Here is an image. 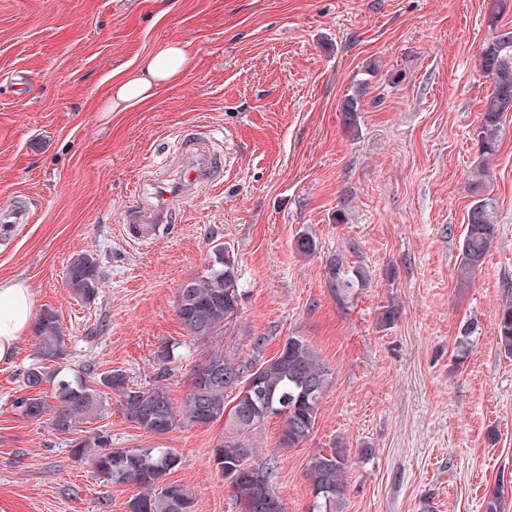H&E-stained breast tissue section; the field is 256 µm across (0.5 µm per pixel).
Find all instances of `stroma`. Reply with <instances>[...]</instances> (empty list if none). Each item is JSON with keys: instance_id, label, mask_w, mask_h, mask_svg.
Listing matches in <instances>:
<instances>
[{"instance_id": "stroma-1", "label": "stroma", "mask_w": 512, "mask_h": 512, "mask_svg": "<svg viewBox=\"0 0 512 512\" xmlns=\"http://www.w3.org/2000/svg\"><path fill=\"white\" fill-rule=\"evenodd\" d=\"M511 26L512 0H0V206L24 195L35 213L0 242V280H26L37 309L57 312L65 372L91 365L151 386L155 352L179 344L165 380L177 406L207 348L265 361L306 338L332 369L312 433L279 448L273 419L254 436L286 512H308V461L337 438L350 451L343 512H485L497 486L512 512V356L496 325L512 301V112L488 162L498 235L471 287L455 276L492 90L479 53ZM172 41L190 70L149 104L108 111L113 77ZM19 69L33 76L24 98L9 88ZM193 137L223 155L222 181L151 249L133 246L127 206L147 200L150 180L177 176ZM303 229L319 242L314 257L293 248ZM219 243L243 299L205 343L181 325L176 299ZM338 250L367 275L349 295L325 279ZM79 254L102 279L89 303L65 285ZM392 307L395 322L381 325ZM36 356L29 334L0 364V512H127L138 487L72 455L97 432L116 448L175 449L171 478L199 512H239L213 462L223 422L154 436L108 394L101 416L57 434L15 407Z\"/></svg>"}]
</instances>
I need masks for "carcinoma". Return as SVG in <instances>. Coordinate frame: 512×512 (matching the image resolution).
I'll return each instance as SVG.
<instances>
[{"label":"carcinoma","mask_w":512,"mask_h":512,"mask_svg":"<svg viewBox=\"0 0 512 512\" xmlns=\"http://www.w3.org/2000/svg\"><path fill=\"white\" fill-rule=\"evenodd\" d=\"M478 67L491 81L477 133L480 157L497 153L502 136L503 116L512 112V28L500 29L479 53ZM485 164L471 182L475 197L467 213L459 263L455 270L459 287H471L485 261L499 224L496 202L487 186ZM294 250L304 256L318 251L316 237L304 230L293 240ZM216 262L204 272L181 284L176 312L183 328L200 340H209L226 331L240 314L242 292L238 270L224 248L215 246ZM326 280L333 291L345 294L363 287V271L347 269L344 255L332 254L325 265ZM101 277L96 260L88 254L73 258L67 269L66 287L89 302L99 291ZM37 340L36 363L23 373L28 394L16 400V408L28 420L50 421L53 430L66 435L78 424L101 414L103 390L119 396L126 419L146 432L163 436L187 424L207 427L225 421L224 441L213 450L216 468L230 484L240 512H251L258 503L274 506L272 512H284L273 485L274 469L250 463L257 448L252 432L268 420L281 422L278 447L295 448L313 431L319 405L332 373L314 347L301 336H290L278 356L256 364L234 354L213 348L202 361L209 363L212 378L198 383L190 378L189 392L181 407L174 406L163 384L165 366L175 357V345H163L157 351L162 366L153 386L135 388L121 370L68 376L59 361L69 359L66 334L58 314L45 308L33 327ZM497 332L501 350L512 356V303H504L497 313ZM49 385L53 391L47 392ZM234 394L228 402V394ZM113 484H133L142 492L127 504V512H198L197 501L189 489L167 476L181 463L172 448H113L111 439L100 433L86 436L72 449ZM349 454L343 441H335L329 450L310 458L307 475L313 496L312 512H339L347 492Z\"/></svg>","instance_id":"1"}]
</instances>
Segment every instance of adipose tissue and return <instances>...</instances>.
I'll list each match as a JSON object with an SVG mask.
<instances>
[{
    "label": "adipose tissue",
    "instance_id": "adipose-tissue-1",
    "mask_svg": "<svg viewBox=\"0 0 512 512\" xmlns=\"http://www.w3.org/2000/svg\"><path fill=\"white\" fill-rule=\"evenodd\" d=\"M191 63L183 44H166L148 55L135 73L113 84L110 111L124 112L149 103L162 86L176 81ZM34 314L35 292L27 281H0V363L12 359L20 338L31 329Z\"/></svg>",
    "mask_w": 512,
    "mask_h": 512
}]
</instances>
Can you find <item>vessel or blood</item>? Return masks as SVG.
<instances>
[{"mask_svg":"<svg viewBox=\"0 0 512 512\" xmlns=\"http://www.w3.org/2000/svg\"><path fill=\"white\" fill-rule=\"evenodd\" d=\"M180 178L174 182H160L155 188L154 201L150 204L133 203L125 211L123 230L138 244H152L169 233L178 220L186 200L200 190L216 185L224 170V161L214 151L200 144L182 148ZM33 221V212L25 198H17L0 209V228L9 230Z\"/></svg>","mask_w":512,"mask_h":512,"instance_id":"1","label":"vessel or blood"}]
</instances>
